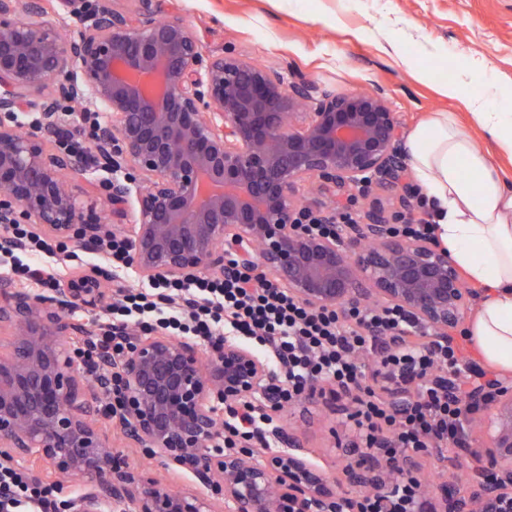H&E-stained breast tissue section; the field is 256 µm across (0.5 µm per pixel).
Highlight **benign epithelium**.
I'll list each match as a JSON object with an SVG mask.
<instances>
[{"label": "benign epithelium", "instance_id": "obj_1", "mask_svg": "<svg viewBox=\"0 0 512 512\" xmlns=\"http://www.w3.org/2000/svg\"><path fill=\"white\" fill-rule=\"evenodd\" d=\"M58 2L82 23L73 38L42 21V0H0V228L34 224L97 243L103 217L73 181L100 171L112 215L135 209L128 236L145 279L260 267L308 306L393 307L433 340L453 339L474 291L440 243L394 230L419 192L383 96L327 91L247 56L210 54L184 23L159 18L153 0H139L134 14ZM63 102L107 117L90 152L55 148ZM29 112L39 121L24 132ZM374 190L390 206L371 202L360 222L309 230L336 223L325 197L351 203ZM100 304L96 275L76 276L52 297L0 280V324L13 328L0 352V456L38 461L37 478L44 469L81 478L86 490L67 500L68 512H218L219 501L226 512H342L350 490L380 488L394 472L415 479V458L392 466L383 437L336 481L291 427L278 432L285 450L275 453L210 447L218 405L249 401L268 378L264 361L230 338L205 357L195 341L155 331L131 337L120 355L99 352L82 371L62 340L91 344L70 313ZM116 383L124 403L107 417L130 447L151 449L210 494L166 490L102 441L87 413ZM415 384L397 369L389 402L404 406ZM488 388L466 393L483 405L458 462L470 491L445 482L413 502L416 512H512V389Z\"/></svg>", "mask_w": 512, "mask_h": 512}]
</instances>
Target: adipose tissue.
<instances>
[{
  "label": "adipose tissue",
  "mask_w": 512,
  "mask_h": 512,
  "mask_svg": "<svg viewBox=\"0 0 512 512\" xmlns=\"http://www.w3.org/2000/svg\"><path fill=\"white\" fill-rule=\"evenodd\" d=\"M415 180L434 211L437 239L482 289L466 334L483 361L512 372V187L493 157L446 112L431 114L408 136Z\"/></svg>",
  "instance_id": "adipose-tissue-1"
}]
</instances>
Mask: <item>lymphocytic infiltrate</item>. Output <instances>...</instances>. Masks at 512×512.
Wrapping results in <instances>:
<instances>
[{
    "label": "lymphocytic infiltrate",
    "mask_w": 512,
    "mask_h": 512,
    "mask_svg": "<svg viewBox=\"0 0 512 512\" xmlns=\"http://www.w3.org/2000/svg\"><path fill=\"white\" fill-rule=\"evenodd\" d=\"M11 233L24 241L27 253L26 259L10 260L14 277L52 291L59 288L50 259L55 251L65 250V243L48 244L21 224ZM117 294L100 327L98 342L106 350L121 353L125 338L120 331L133 323L210 345L222 343L231 331L268 352L273 363L268 386L271 406L230 414L215 447H270L269 435L277 428L274 412L299 399L310 381L331 383L350 396L365 441L387 432L389 456L432 441L454 445L462 435L469 413L466 403L441 391L432 377L439 371L462 372L463 360L451 347L431 341L398 350L388 347L384 338L390 331L412 332L417 327L403 311L313 308L254 269L221 278L161 279L141 289L121 286ZM403 363L410 365L417 378L416 400L395 412L379 396V377L382 368ZM57 499L54 486L0 463V512H57Z\"/></svg>",
    "instance_id": "obj_1"
}]
</instances>
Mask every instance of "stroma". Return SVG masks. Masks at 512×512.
Returning a JSON list of instances; mask_svg holds the SVG:
<instances>
[{
	"label": "stroma",
	"mask_w": 512,
	"mask_h": 512,
	"mask_svg": "<svg viewBox=\"0 0 512 512\" xmlns=\"http://www.w3.org/2000/svg\"><path fill=\"white\" fill-rule=\"evenodd\" d=\"M158 9L161 18L182 20L211 53L246 55L329 91L382 93L406 133L448 112L481 149L495 151L470 102L512 113V0H159ZM451 83L457 95H442ZM99 409L97 426L126 463L170 489L194 488L192 478L127 447L104 416L108 403ZM351 412L341 400H302L280 419L336 478L345 459L369 454Z\"/></svg>",
	"instance_id": "1"
}]
</instances>
